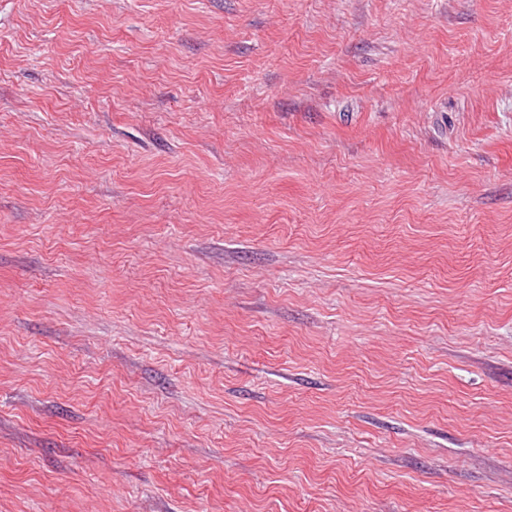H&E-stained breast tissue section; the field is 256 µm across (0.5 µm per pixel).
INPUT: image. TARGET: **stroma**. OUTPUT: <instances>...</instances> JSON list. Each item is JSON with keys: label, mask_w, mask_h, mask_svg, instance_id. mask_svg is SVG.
I'll use <instances>...</instances> for the list:
<instances>
[{"label": "stroma", "mask_w": 512, "mask_h": 512, "mask_svg": "<svg viewBox=\"0 0 512 512\" xmlns=\"http://www.w3.org/2000/svg\"><path fill=\"white\" fill-rule=\"evenodd\" d=\"M0 512H512V0H0Z\"/></svg>", "instance_id": "obj_1"}]
</instances>
